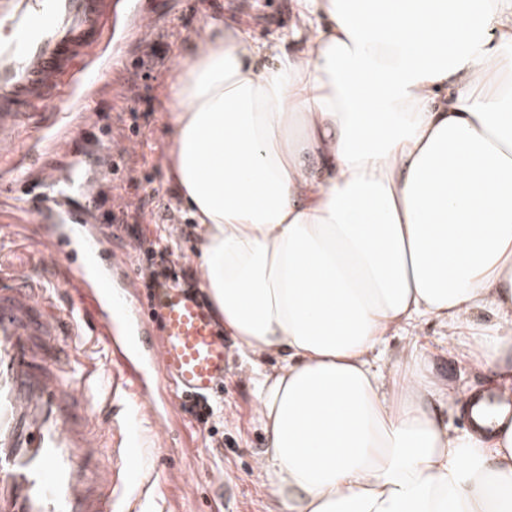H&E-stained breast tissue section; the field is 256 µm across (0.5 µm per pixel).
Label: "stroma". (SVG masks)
I'll list each match as a JSON object with an SVG mask.
<instances>
[{"mask_svg": "<svg viewBox=\"0 0 512 512\" xmlns=\"http://www.w3.org/2000/svg\"><path fill=\"white\" fill-rule=\"evenodd\" d=\"M150 3L155 14L152 34L144 40L131 34L124 43L123 57L136 63L137 71L124 73L117 86L111 76H104L97 95L98 115L70 133L74 145L92 153L81 182L105 197L90 213L88 231L107 252L121 250L135 235L142 241L133 264L131 298L137 304L147 301V283L154 275H168L185 288L198 286L200 240L166 176L172 144L168 85L188 61L208 15L244 20L261 40L287 33L292 20L291 0ZM115 138L144 144L145 149L113 168L109 150ZM120 210L125 213L123 223L111 225L110 212ZM0 231L7 237L0 249L1 265H40L45 253L42 230L26 213L5 210ZM414 342L427 346L433 375L458 394L466 396L489 385L490 372L467 367L460 354L449 353L445 330L434 320L391 337L383 348V366H390ZM209 402L213 414L204 423L179 407L138 413V458L166 474L157 490L142 499L141 512H268L270 494L259 467L266 435L257 413V374L238 347L230 349L222 393L210 396Z\"/></svg>", "mask_w": 512, "mask_h": 512, "instance_id": "1", "label": "stroma"}]
</instances>
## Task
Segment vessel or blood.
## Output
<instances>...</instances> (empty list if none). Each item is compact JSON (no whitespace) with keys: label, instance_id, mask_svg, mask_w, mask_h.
<instances>
[{"label":"vessel or blood","instance_id":"obj_1","mask_svg":"<svg viewBox=\"0 0 512 512\" xmlns=\"http://www.w3.org/2000/svg\"><path fill=\"white\" fill-rule=\"evenodd\" d=\"M151 25L139 0H0V174L30 163L19 147L34 134L49 151L69 150L67 134L88 119V88L104 65L121 61L117 28ZM76 185L39 176L9 187V198L47 225L48 264L76 290L73 300L112 367L86 366L67 350L75 330L45 295L32 269L0 270V512H113L130 478L128 433L104 442L89 398L111 384L133 404L150 398L141 357L158 367L174 396L220 391L228 346L212 311L187 288H165L139 316L112 298L110 278L92 279L65 249L83 225L79 212L55 214L31 195L59 199Z\"/></svg>","mask_w":512,"mask_h":512}]
</instances>
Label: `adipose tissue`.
<instances>
[{"label": "adipose tissue", "mask_w": 512, "mask_h": 512, "mask_svg": "<svg viewBox=\"0 0 512 512\" xmlns=\"http://www.w3.org/2000/svg\"><path fill=\"white\" fill-rule=\"evenodd\" d=\"M292 2L284 38L210 19L168 90L199 286L250 359H281L259 378L270 512H512V0ZM479 311L499 405L457 400L422 344L379 365L398 331L432 319L453 346Z\"/></svg>", "instance_id": "ef3b65f1"}]
</instances>
